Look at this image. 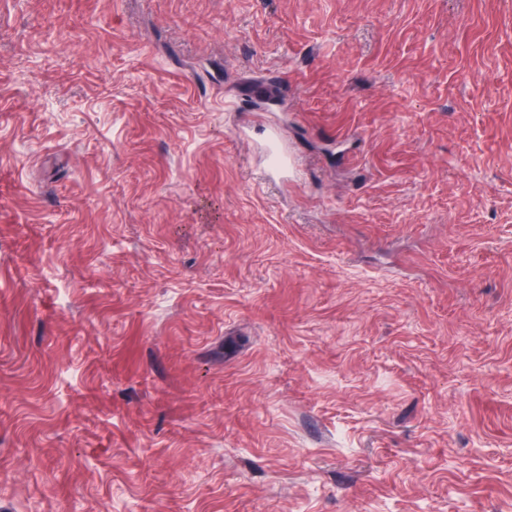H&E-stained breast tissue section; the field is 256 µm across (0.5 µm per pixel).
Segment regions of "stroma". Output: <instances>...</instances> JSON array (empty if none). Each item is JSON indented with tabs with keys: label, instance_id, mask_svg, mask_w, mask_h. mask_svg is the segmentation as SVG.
<instances>
[{
	"label": "stroma",
	"instance_id": "1",
	"mask_svg": "<svg viewBox=\"0 0 512 512\" xmlns=\"http://www.w3.org/2000/svg\"><path fill=\"white\" fill-rule=\"evenodd\" d=\"M0 512H512V0H0Z\"/></svg>",
	"mask_w": 512,
	"mask_h": 512
}]
</instances>
